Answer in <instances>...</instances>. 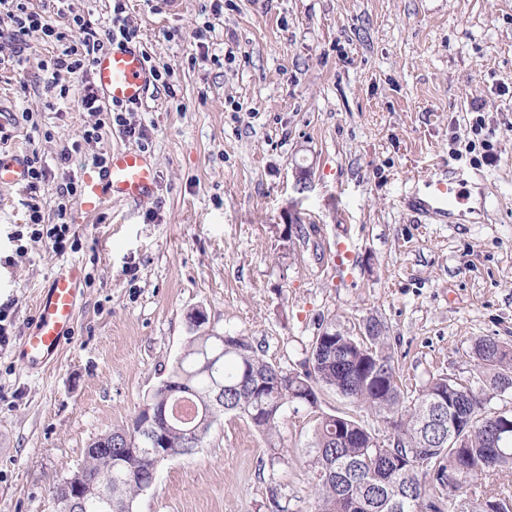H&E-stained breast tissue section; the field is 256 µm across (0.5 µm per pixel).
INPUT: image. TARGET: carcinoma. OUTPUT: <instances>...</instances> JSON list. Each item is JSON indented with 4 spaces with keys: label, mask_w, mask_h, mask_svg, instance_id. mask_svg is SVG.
Returning a JSON list of instances; mask_svg holds the SVG:
<instances>
[{
    "label": "carcinoma",
    "mask_w": 512,
    "mask_h": 512,
    "mask_svg": "<svg viewBox=\"0 0 512 512\" xmlns=\"http://www.w3.org/2000/svg\"><path fill=\"white\" fill-rule=\"evenodd\" d=\"M371 346L383 361L380 378L370 376L371 361L360 340L332 327L313 341L305 370L291 372L266 361L244 337L225 341L198 324L147 405L157 410L165 447L177 453L201 447L214 422L233 413L266 438L272 464L284 459L280 431L288 406L314 410L324 388L376 416L405 453L399 466L376 455L378 436L362 419L347 413L317 416L309 443L315 512H456L472 485L512 470V430L501 431L505 415L491 406L493 393L512 389L511 344L488 336L476 339L470 352L476 375L465 395L455 397L461 384L439 376L411 401L388 350L385 327L371 336ZM217 383L224 385L220 408L213 406ZM445 393L453 397V411L439 406L429 417L422 414L435 396ZM181 397L195 408L188 421L174 412ZM144 414L142 406L128 423L85 448L87 512H102L97 499L103 478L112 485L117 512H133L137 498L154 484L157 465L146 452ZM450 416L463 420V426L451 428ZM121 433L129 444L109 447L107 440ZM455 437L465 440L466 447H455ZM398 485L410 500L395 509Z\"/></svg>",
    "instance_id": "carcinoma-1"
}]
</instances>
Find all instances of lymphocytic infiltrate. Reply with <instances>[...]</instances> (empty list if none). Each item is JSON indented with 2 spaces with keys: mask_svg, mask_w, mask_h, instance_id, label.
<instances>
[{
  "mask_svg": "<svg viewBox=\"0 0 512 512\" xmlns=\"http://www.w3.org/2000/svg\"><path fill=\"white\" fill-rule=\"evenodd\" d=\"M123 0H114L112 24L107 28L94 26L84 15L74 13L66 25L60 26L44 12L36 11L31 0H0V15L9 18L13 27L5 34L13 44L14 51L8 58L9 67L23 69L28 60L29 33H40L44 42L61 45L62 50L53 57V77L46 85L47 91L58 92L66 96L70 91H77L84 110L100 115L105 108L94 82L83 79L82 74L94 57L105 51L114 42L135 40L137 32L130 27L123 15ZM27 198L24 205L28 213V222L32 225L33 236L49 239L57 252H65L71 226L65 217L68 207L79 199L82 189L73 181L67 182L59 189L60 201L57 205V223L45 224L37 193L46 178V170L38 155L26 157Z\"/></svg>",
  "mask_w": 512,
  "mask_h": 512,
  "instance_id": "obj_1",
  "label": "lymphocytic infiltrate"
}]
</instances>
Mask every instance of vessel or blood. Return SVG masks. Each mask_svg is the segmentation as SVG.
<instances>
[{"mask_svg":"<svg viewBox=\"0 0 512 512\" xmlns=\"http://www.w3.org/2000/svg\"><path fill=\"white\" fill-rule=\"evenodd\" d=\"M92 67L95 83L106 102H145L152 75L139 45H113L95 57ZM25 179L24 163L0 154V187L17 186ZM157 183V170L147 155L138 150L116 149L104 168L85 173L79 208L90 215L108 200L141 202L153 196ZM464 201L458 181L448 176L432 181L428 193L413 200L411 211L419 221L444 224ZM82 277L80 265L72 263L50 278L37 301L31 329L19 348L30 368L50 364L72 338Z\"/></svg>","mask_w":512,"mask_h":512,"instance_id":"b4317fda","label":"vessel or blood"}]
</instances>
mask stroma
<instances>
[{
  "instance_id": "obj_1",
  "label": "stroma",
  "mask_w": 512,
  "mask_h": 512,
  "mask_svg": "<svg viewBox=\"0 0 512 512\" xmlns=\"http://www.w3.org/2000/svg\"><path fill=\"white\" fill-rule=\"evenodd\" d=\"M125 16L176 91L133 113L143 138L110 122L84 140L78 94L46 92L57 48L39 33L24 73L0 68V152L41 157L46 223L95 156L135 149L158 170L152 198L70 217L62 254L31 238L24 186L0 188V512H53L87 445L166 379L195 310L295 372L324 328L357 336L375 318L410 399L434 376L469 378L475 339L512 343V0H126ZM478 115L490 157L474 147ZM450 171L474 202L455 223H417L409 197ZM73 261V337L29 369L19 346L35 302ZM350 409L325 390L317 410L286 411L276 464L249 421L224 415L159 466L135 512H271L275 498L314 512L316 415Z\"/></svg>"
}]
</instances>
